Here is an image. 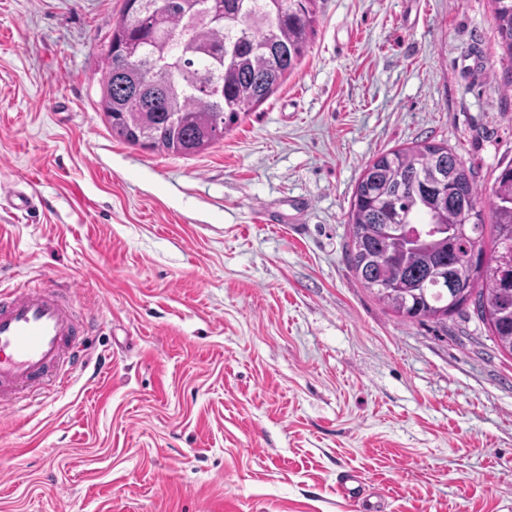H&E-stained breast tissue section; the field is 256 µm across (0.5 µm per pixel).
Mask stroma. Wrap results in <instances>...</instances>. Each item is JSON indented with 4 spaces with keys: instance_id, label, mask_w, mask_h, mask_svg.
I'll return each instance as SVG.
<instances>
[{
    "instance_id": "obj_1",
    "label": "stroma",
    "mask_w": 512,
    "mask_h": 512,
    "mask_svg": "<svg viewBox=\"0 0 512 512\" xmlns=\"http://www.w3.org/2000/svg\"><path fill=\"white\" fill-rule=\"evenodd\" d=\"M121 4L0 0V188L37 193L0 200V285L72 283L91 325L67 389L0 411V512H512V356L470 310L401 322L348 257L381 154L447 146L486 196L512 162L492 0H318L300 65L188 157L109 129Z\"/></svg>"
}]
</instances>
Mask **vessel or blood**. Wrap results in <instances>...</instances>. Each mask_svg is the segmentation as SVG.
<instances>
[{"mask_svg":"<svg viewBox=\"0 0 512 512\" xmlns=\"http://www.w3.org/2000/svg\"><path fill=\"white\" fill-rule=\"evenodd\" d=\"M71 285L24 283L0 290V410L68 387V365L86 352L90 331L70 301Z\"/></svg>","mask_w":512,"mask_h":512,"instance_id":"vessel-or-blood-1","label":"vessel or blood"}]
</instances>
